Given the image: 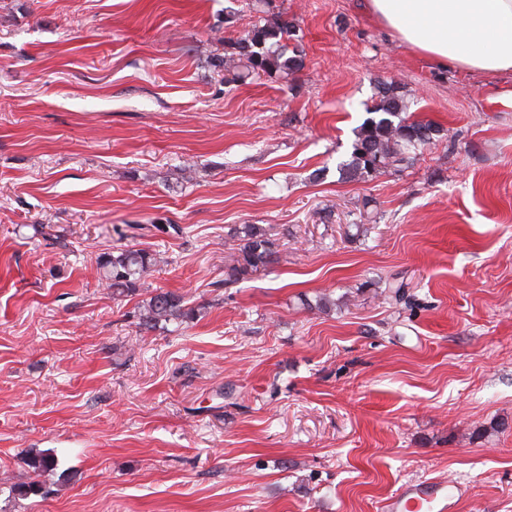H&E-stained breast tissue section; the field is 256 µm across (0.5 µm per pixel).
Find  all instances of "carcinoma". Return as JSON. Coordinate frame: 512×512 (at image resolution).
I'll list each match as a JSON object with an SVG mask.
<instances>
[{"instance_id":"obj_1","label":"carcinoma","mask_w":512,"mask_h":512,"mask_svg":"<svg viewBox=\"0 0 512 512\" xmlns=\"http://www.w3.org/2000/svg\"><path fill=\"white\" fill-rule=\"evenodd\" d=\"M293 24L281 14L263 18L224 42V54L214 59L213 67L245 79L253 75L286 78L303 67ZM411 94L395 79H381L374 86L372 104L366 117L354 130L347 157L336 171L344 182H369L385 174L400 172L444 135V129L409 113ZM228 240L236 252L224 270L219 288H231L265 271L278 262L280 239L258 224H235ZM157 263L156 255L145 249L120 248L99 257V266L112 294L135 296L143 288L144 275ZM201 309L190 307L184 297L172 291L154 290L138 306V326L146 332L161 324L195 320ZM30 472L42 477L58 466V460L43 451L31 450L25 458Z\"/></svg>"}]
</instances>
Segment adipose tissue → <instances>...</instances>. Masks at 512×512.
<instances>
[{"label":"adipose tissue","mask_w":512,"mask_h":512,"mask_svg":"<svg viewBox=\"0 0 512 512\" xmlns=\"http://www.w3.org/2000/svg\"><path fill=\"white\" fill-rule=\"evenodd\" d=\"M369 9L440 66L512 74V0H369Z\"/></svg>","instance_id":"adipose-tissue-1"}]
</instances>
